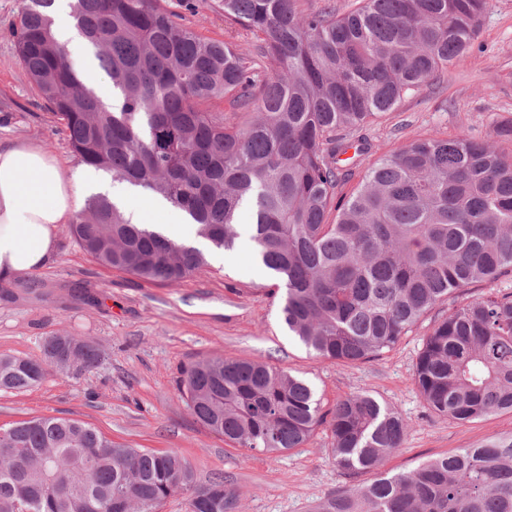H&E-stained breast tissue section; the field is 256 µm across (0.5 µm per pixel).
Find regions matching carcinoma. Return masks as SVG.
<instances>
[{"label":"carcinoma","instance_id":"carcinoma-1","mask_svg":"<svg viewBox=\"0 0 512 512\" xmlns=\"http://www.w3.org/2000/svg\"><path fill=\"white\" fill-rule=\"evenodd\" d=\"M54 4L23 0L14 37L81 162L187 213L216 249L234 246L250 207L282 319L323 360L375 359L453 299L418 355L417 390L455 421L512 413V289L497 287L512 273V149L461 130L374 159L360 134L465 61L488 0H355L344 12L332 0L310 12L297 0H219L245 51L182 26L160 0H72L116 92L110 107L53 36ZM351 149L366 171L339 199ZM69 232L99 264L147 281L208 266L202 250L132 223L105 195L85 200ZM476 284L487 292L467 295ZM103 362L94 343L56 334L39 359L0 357V391ZM177 385L197 421L244 448H301L324 427L351 475L378 471L408 430L366 393L325 410L304 379L265 362L191 361ZM178 493L187 512H236L235 489L196 485L175 452L130 448L65 418L0 427V512L23 502L29 512H158ZM321 512H512V434L340 489Z\"/></svg>","mask_w":512,"mask_h":512}]
</instances>
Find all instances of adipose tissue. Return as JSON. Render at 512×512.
<instances>
[{
  "label": "adipose tissue",
  "mask_w": 512,
  "mask_h": 512,
  "mask_svg": "<svg viewBox=\"0 0 512 512\" xmlns=\"http://www.w3.org/2000/svg\"><path fill=\"white\" fill-rule=\"evenodd\" d=\"M54 33L67 49L79 52L81 80L111 102V93L98 87L93 49L67 14H59ZM98 191L108 193L127 216L137 217L130 187H112L88 169L69 172L40 144L0 142V283H16L47 267L61 227L73 221L86 195Z\"/></svg>",
  "instance_id": "adipose-tissue-1"
}]
</instances>
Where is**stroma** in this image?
I'll return each mask as SVG.
<instances>
[{
  "label": "stroma",
  "instance_id": "obj_1",
  "mask_svg": "<svg viewBox=\"0 0 512 512\" xmlns=\"http://www.w3.org/2000/svg\"><path fill=\"white\" fill-rule=\"evenodd\" d=\"M181 24L224 38L217 0H161ZM22 0H0V139L32 141L50 149L70 170L82 163L66 133L38 97L18 56L12 30ZM512 118V0H489L465 62L444 80L404 99L400 109L369 124L375 155L425 138L467 130L497 140V119ZM253 216L243 210L233 250L208 268L174 283H154L96 263L68 229H61L52 263L32 282L0 296V355L37 358L45 337L70 334L93 341L104 363L80 378L48 372L25 393L0 392V426L53 416L91 424L112 441L157 453L175 452L197 484L224 481L239 494L238 512H314L336 490L372 481L348 475L336 463L329 438L316 431L301 448L265 454L225 441L204 428L182 399L180 366L224 356L263 361L304 378L324 405L368 393L399 412L410 429L384 463L401 472L419 462L512 431V413L455 422L426 408L413 381L426 336L447 313L427 312L413 331L382 357L357 365L309 353L281 318V295L255 257ZM81 286L75 298L72 286Z\"/></svg>",
  "mask_w": 512,
  "mask_h": 512
}]
</instances>
